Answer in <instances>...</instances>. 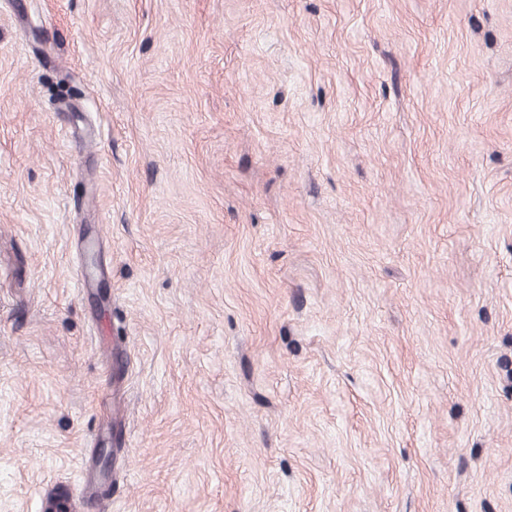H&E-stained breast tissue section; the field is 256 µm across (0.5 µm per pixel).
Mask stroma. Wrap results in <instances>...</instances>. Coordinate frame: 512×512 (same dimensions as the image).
I'll use <instances>...</instances> for the list:
<instances>
[{
  "label": "stroma",
  "mask_w": 512,
  "mask_h": 512,
  "mask_svg": "<svg viewBox=\"0 0 512 512\" xmlns=\"http://www.w3.org/2000/svg\"><path fill=\"white\" fill-rule=\"evenodd\" d=\"M60 493L512 512V0H0V512Z\"/></svg>",
  "instance_id": "1"
}]
</instances>
